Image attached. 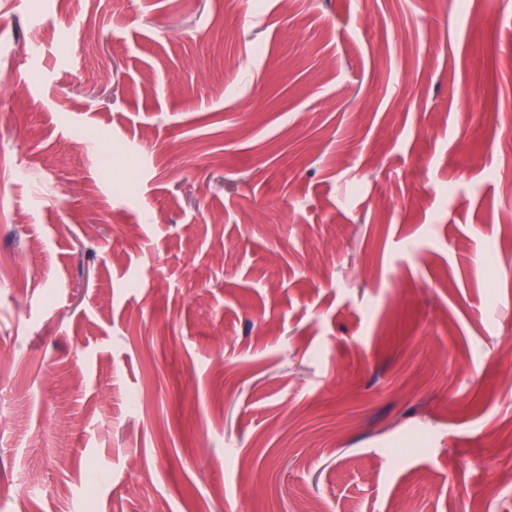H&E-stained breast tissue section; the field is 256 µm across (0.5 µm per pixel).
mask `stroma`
Returning a JSON list of instances; mask_svg holds the SVG:
<instances>
[{
  "mask_svg": "<svg viewBox=\"0 0 512 512\" xmlns=\"http://www.w3.org/2000/svg\"><path fill=\"white\" fill-rule=\"evenodd\" d=\"M0 101V512L512 466V0H0Z\"/></svg>",
  "mask_w": 512,
  "mask_h": 512,
  "instance_id": "stroma-1",
  "label": "stroma"
}]
</instances>
